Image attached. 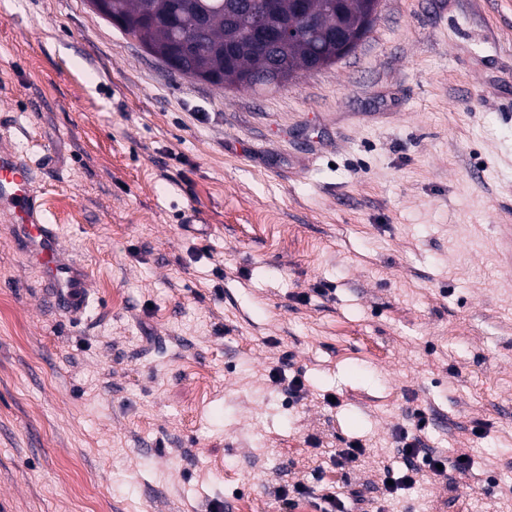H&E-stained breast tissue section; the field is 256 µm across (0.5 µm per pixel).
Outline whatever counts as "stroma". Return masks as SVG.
I'll return each instance as SVG.
<instances>
[{
  "mask_svg": "<svg viewBox=\"0 0 512 512\" xmlns=\"http://www.w3.org/2000/svg\"><path fill=\"white\" fill-rule=\"evenodd\" d=\"M2 147L92 302L45 304L0 219V512H512V0H381L265 93L0 0ZM418 411L471 467L385 497ZM380 0L371 1L370 12L367 15L363 27L357 32L355 36H353L349 40H345L344 38L338 39V50L336 55V60L340 57L349 55L354 52L358 46L364 41V39L368 36L369 31L371 30L377 15L380 10Z\"/></svg>",
  "mask_w": 512,
  "mask_h": 512,
  "instance_id": "obj_1",
  "label": "stroma"
}]
</instances>
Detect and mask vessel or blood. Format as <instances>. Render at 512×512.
<instances>
[{
  "mask_svg": "<svg viewBox=\"0 0 512 512\" xmlns=\"http://www.w3.org/2000/svg\"><path fill=\"white\" fill-rule=\"evenodd\" d=\"M0 213L15 224L20 250L37 266L45 282V301L72 319L90 304L84 270L66 257L59 234L48 224L34 193V173L16 151L0 150Z\"/></svg>",
  "mask_w": 512,
  "mask_h": 512,
  "instance_id": "b4317fda",
  "label": "vessel or blood"
}]
</instances>
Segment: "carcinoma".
Wrapping results in <instances>:
<instances>
[{"mask_svg": "<svg viewBox=\"0 0 512 512\" xmlns=\"http://www.w3.org/2000/svg\"><path fill=\"white\" fill-rule=\"evenodd\" d=\"M365 0H342L340 13H329L325 0H111L110 16L125 34L139 44L173 58L169 69L185 78L187 72L219 75L239 70L253 78L248 88H268L270 51L236 22L248 9L276 23L300 25L298 13L315 18L329 32L345 23L353 25L362 15ZM333 43L314 40L300 30L280 41L275 53L298 74L309 70L312 58L332 53Z\"/></svg>", "mask_w": 512, "mask_h": 512, "instance_id": "obj_1", "label": "carcinoma"}]
</instances>
